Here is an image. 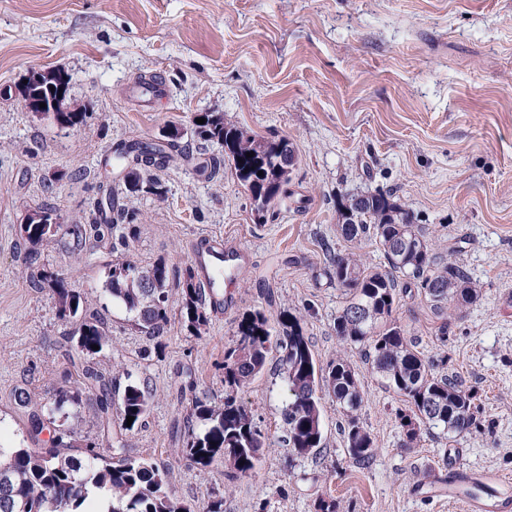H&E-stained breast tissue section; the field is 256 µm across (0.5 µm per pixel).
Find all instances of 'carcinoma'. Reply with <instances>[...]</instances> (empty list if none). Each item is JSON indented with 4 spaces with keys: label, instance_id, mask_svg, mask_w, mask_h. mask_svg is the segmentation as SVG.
Returning <instances> with one entry per match:
<instances>
[{
    "label": "carcinoma",
    "instance_id": "carcinoma-1",
    "mask_svg": "<svg viewBox=\"0 0 512 512\" xmlns=\"http://www.w3.org/2000/svg\"><path fill=\"white\" fill-rule=\"evenodd\" d=\"M198 118L205 122L197 123ZM191 125L195 136L217 145L231 161L237 181L250 192L252 211L258 218L294 196L288 189L292 171L286 166L296 165L298 155L290 140L251 134L225 123L219 112H198ZM144 158L154 166L164 155L153 144L134 143L115 156L124 172L125 189L162 197L166 190L158 179L147 175ZM336 213L340 236L350 244L347 253L329 254V279L348 295L336 315V336L364 348L372 371L404 398L407 409L399 411L398 419L408 444L417 441L424 427L456 435L470 431L477 422L472 393L415 349L393 320V313L399 295L414 288L437 311L449 302L460 310L477 298V286L460 265L438 260L414 214L392 194L379 190L366 194L363 201L346 193L337 197ZM53 216L55 211L48 207L34 211L30 223L20 225V236L29 245L33 287L50 289L58 317L75 324L70 360L77 379L51 410L59 414V420H50L54 424L50 444L38 439L44 423L34 411L30 438L37 447L0 448V512H17V503L24 506V512H88V504L102 502L107 503L104 512H224V497H214L199 511L172 495L157 465L112 447V413L124 423L134 417L133 427L141 424L150 393L130 381L118 407L112 408V379L91 362L98 354L92 346L102 349L110 340L104 322L90 311L82 293L56 272L37 265L36 246L57 232L50 224ZM126 218L125 212L100 205L89 223L73 225L71 233L99 242L112 236L114 226ZM365 240L379 246L387 269H370L362 262L356 250ZM198 276L193 264L171 274L163 258L147 268L122 262L109 268L104 291L125 310L132 326L150 336L163 333L175 296L181 322L191 335L201 337L208 331L210 313ZM274 352L290 393L282 410L290 451L305 456L323 447L322 400L328 395L346 411L343 433L349 457L360 466L369 465L375 443L354 415L363 401L354 369L342 358L326 370L318 367L300 319L288 312L274 324L260 308L242 315L235 340L224 349V403L193 401L179 448L181 456L204 470L223 463L229 484L255 471L262 459L264 435L238 393L265 370ZM85 393L95 397L97 423L109 448L100 453L91 445L84 456L74 452V431L67 422L70 412H78L83 405Z\"/></svg>",
    "mask_w": 512,
    "mask_h": 512
}]
</instances>
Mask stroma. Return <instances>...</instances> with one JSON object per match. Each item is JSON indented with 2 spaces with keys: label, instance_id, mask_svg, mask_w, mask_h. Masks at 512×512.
Instances as JSON below:
<instances>
[{
  "label": "stroma",
  "instance_id": "1",
  "mask_svg": "<svg viewBox=\"0 0 512 512\" xmlns=\"http://www.w3.org/2000/svg\"><path fill=\"white\" fill-rule=\"evenodd\" d=\"M34 68L71 75L68 101L87 106L86 125L65 129L21 106L18 89ZM142 75L161 77L160 96L133 94ZM196 112L288 137L298 154L291 187L305 207L279 205L257 218L230 165L208 179L183 161L216 152L187 135L152 172L164 197L122 193L132 222L111 242H74L67 226L86 223L99 184L117 176L107 163L113 150L188 127ZM377 189L392 192L437 256H454L481 290L446 321L421 295L400 300L395 316L418 351L447 358L479 407L470 432L425 431L413 448L396 416L401 397L361 348L337 338L346 295L325 274L327 250L347 247L337 196ZM44 205L63 228L39 246L41 264L83 293L112 331L96 367L116 386L133 379L152 393L143 423L128 430L113 417L112 434L129 455L157 463L180 500L200 506L220 496L224 512L260 504L314 512L320 497L338 512H464L441 482L453 460L496 471L512 493V0H0V448L31 443L15 388H27L39 412L69 387L67 325L51 292L30 284L19 234ZM205 237L224 238L247 259L207 334L191 336L175 312L156 337L129 326L103 293L112 264L162 258L181 269ZM257 307L301 317L320 366L341 356L354 368L359 421L376 443L369 466L350 460L343 410L329 397L321 455L288 450V391L274 360L239 393L265 436L252 476L228 487L223 465L203 471L176 455L174 425L193 401L170 395L177 371L194 369L196 398L223 402L224 349L242 313Z\"/></svg>",
  "mask_w": 512,
  "mask_h": 512
}]
</instances>
